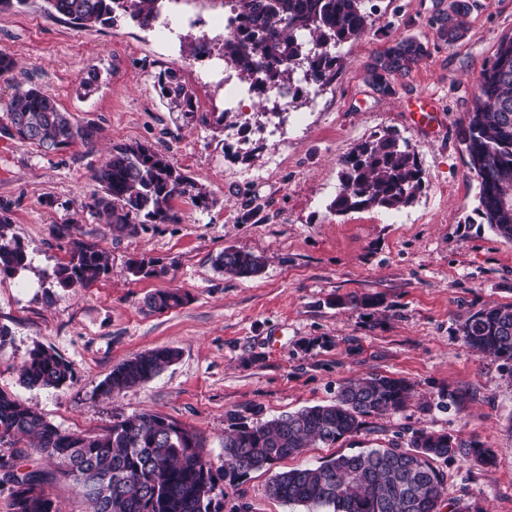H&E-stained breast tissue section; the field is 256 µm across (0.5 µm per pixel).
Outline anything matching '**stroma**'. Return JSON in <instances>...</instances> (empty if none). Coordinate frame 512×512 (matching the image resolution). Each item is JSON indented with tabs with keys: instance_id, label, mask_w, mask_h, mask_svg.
<instances>
[{
	"instance_id": "35a3bbf8",
	"label": "stroma",
	"mask_w": 512,
	"mask_h": 512,
	"mask_svg": "<svg viewBox=\"0 0 512 512\" xmlns=\"http://www.w3.org/2000/svg\"><path fill=\"white\" fill-rule=\"evenodd\" d=\"M372 3L366 33L341 47L343 67L319 101L246 140L234 129L216 140L210 129L183 122L157 86L160 72L176 69L196 111H223V89L199 83L182 51L188 37L220 38L206 22L220 12L217 0H164L163 14L203 18L173 25L165 42L123 18L73 28L44 0L0 10V49L14 56L17 78L33 77L95 129L91 143L50 154L0 136V202L10 204V232L31 260L26 271L0 277V326L11 333L0 349L1 391L71 433L101 434L114 418L160 414L195 428L218 469L227 412L266 422L333 403L351 379L402 377L414 388L404 409L365 418L358 433L333 445L251 471L226 488L224 512L241 503L248 512H303L270 497L276 473L341 453L403 447L422 428L478 441L496 455L492 467L458 455L437 460L443 504L512 512V361L476 354L459 332L485 306L512 304V241L477 215L478 183L459 137L482 69L499 38L512 34V0H476L455 44L437 40L428 25L436 0ZM407 35L427 43V56L395 81L393 94L374 93L367 63ZM86 77L93 80L87 88ZM422 94L436 99L439 123L421 121ZM386 129L417 153L422 194L397 211L334 213L341 159ZM135 142L169 156L214 205L177 198L181 223L150 224L135 235L84 216L81 239L103 247L111 269L85 288L56 286L51 275L70 249L59 227L99 192L92 172L112 144ZM229 247L263 256L262 272L225 274L215 260ZM142 259L158 275H132L130 262ZM171 288L188 292L189 301L165 313L145 308L148 294ZM363 297L374 305H360ZM37 344L72 363L71 383L58 390L21 383V363ZM165 346L179 357L157 376L100 394L113 367ZM20 470L42 474L61 512H92L57 462L34 454Z\"/></svg>"
}]
</instances>
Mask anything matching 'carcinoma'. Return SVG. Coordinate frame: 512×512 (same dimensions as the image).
<instances>
[{
	"instance_id": "obj_1",
	"label": "carcinoma",
	"mask_w": 512,
	"mask_h": 512,
	"mask_svg": "<svg viewBox=\"0 0 512 512\" xmlns=\"http://www.w3.org/2000/svg\"><path fill=\"white\" fill-rule=\"evenodd\" d=\"M47 10L78 29L112 25L127 16L149 29L159 16L158 0H44ZM366 0H235L239 26L224 35L218 52L235 68L257 97L262 114L280 109L269 92L301 81L325 90L336 78L337 49L362 36L370 12ZM469 0H453L450 11L434 22L437 39L453 44L465 37ZM427 54L424 42L402 37L366 66L377 93L392 92V80L407 74ZM17 62L0 50V78H14ZM162 97L183 116L212 132L233 122L232 112H197L193 94L174 69L158 75ZM0 135L45 153L89 143L93 129L63 110L56 98L28 80L0 110ZM470 172L478 182L476 211L500 237L512 240V36L502 38L490 64L480 73L472 105L460 130ZM340 189L331 204L338 214L362 209L399 210L413 203L424 186L417 153L395 131L385 130L356 144L341 160ZM92 177L100 192L78 207L110 230L129 235L147 224H178L173 200L189 196L208 207L210 194L167 155L148 143L114 144ZM8 204H0V276L30 266L18 239L8 236ZM217 265L239 277L259 274L262 257L225 249ZM109 254L94 243L72 239L69 260L53 271L62 288H85L110 270ZM189 295L158 290L144 306L163 313L183 306ZM473 351L512 360V304L489 305L468 317L461 328ZM178 358L160 347L128 359L100 385L107 396L119 394L159 374ZM24 385L60 389L74 378L72 364L53 350L36 345L20 369ZM413 387L403 378L373 374L345 383L331 404L314 405L260 422L230 411L225 414L224 468L213 471L200 435L156 413L116 418L99 435L60 430L41 414L0 392V487L9 491L13 512H59L40 486L36 473L13 477L18 461L29 456L21 446L36 440L35 451L64 468L93 504V512H223L224 485L233 486L253 470L270 467L315 443L334 444L357 432L363 419L397 412L411 400ZM461 455L492 466V449L477 441L414 430L408 448H379L340 454L317 467L277 474L271 496L288 504L323 512H440L443 476L433 462ZM224 485H219V482Z\"/></svg>"
}]
</instances>
